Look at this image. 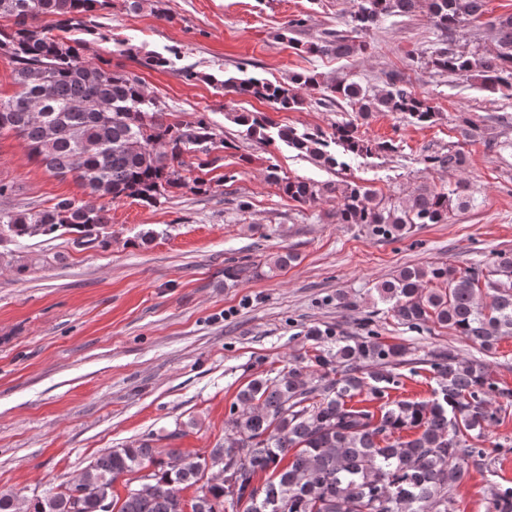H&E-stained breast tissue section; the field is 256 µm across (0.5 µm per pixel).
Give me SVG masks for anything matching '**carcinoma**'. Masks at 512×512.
Masks as SVG:
<instances>
[{
  "instance_id": "obj_1",
  "label": "carcinoma",
  "mask_w": 512,
  "mask_h": 512,
  "mask_svg": "<svg viewBox=\"0 0 512 512\" xmlns=\"http://www.w3.org/2000/svg\"><path fill=\"white\" fill-rule=\"evenodd\" d=\"M425 3L441 46L427 64L444 75L476 77L488 91L512 88V14L488 22L497 48L479 55L452 48L485 0H357L348 34L329 31L300 44L307 53L350 56L367 50L366 36L389 16H411ZM108 0H0V52L13 64L15 94L0 99V134L23 140L34 160L70 178L85 200L50 207L0 208V239L24 241L58 232L84 245L107 244L111 204L125 198L155 206L185 189L207 191L210 182L186 176L184 155L205 169L215 133L205 115L170 122L141 79L82 58L84 36L102 35L95 22ZM179 60L148 53L143 64L172 68ZM238 73L212 78L226 95L267 103L276 112L300 110L303 91L345 101L356 118L331 129L271 123L261 112H229L259 143L279 141L327 170L343 169L352 156L396 151L390 140L361 134L358 119L376 112L430 126L440 112L399 74L372 93L348 78L319 80L296 73L286 82ZM459 151L427 155L429 166L457 168ZM268 178L289 199L311 204L339 201L336 223L367 224L382 237L401 236L417 224H446L470 205L466 183L453 190L419 187L407 196L377 197L354 180ZM394 320L412 329L438 324L484 353L512 336V256L459 271L446 262L404 268L373 287ZM313 353L298 356L273 378L251 380L237 395L224 444L205 455L145 441L107 448L81 477L53 494L26 500V512H457L455 487L483 460L477 441L512 407V390L500 388L484 364L441 350L412 357L404 343L378 335H334L313 328ZM420 363L437 372L427 401L391 400L394 370ZM382 401L376 408L363 404ZM125 480V495L115 484ZM195 488L187 500L182 491ZM488 512H512V485L495 484Z\"/></svg>"
}]
</instances>
